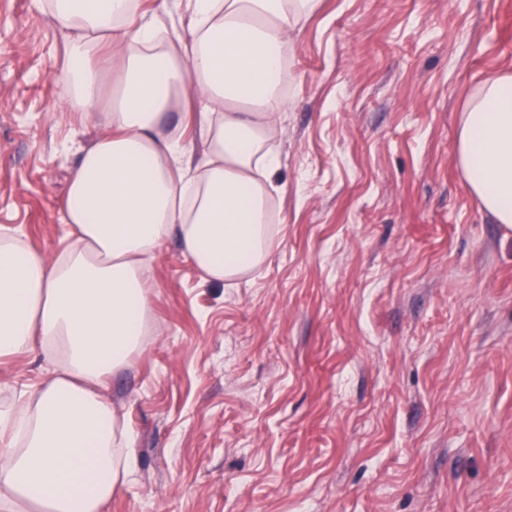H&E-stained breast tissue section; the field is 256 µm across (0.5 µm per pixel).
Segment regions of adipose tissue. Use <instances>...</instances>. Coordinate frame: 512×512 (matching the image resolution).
Returning a JSON list of instances; mask_svg holds the SVG:
<instances>
[{"label": "adipose tissue", "instance_id": "obj_1", "mask_svg": "<svg viewBox=\"0 0 512 512\" xmlns=\"http://www.w3.org/2000/svg\"><path fill=\"white\" fill-rule=\"evenodd\" d=\"M318 0H192L189 35L159 36L132 0H56L70 104L98 102L101 135L83 149L61 211L74 238L48 259L0 237V358L41 352L56 367L21 404L0 408V512H104L132 470L111 401L96 386L141 347L149 313L142 258L169 236L212 282L273 252L267 203L280 153L267 140L287 103L284 61ZM119 59L109 73L100 58ZM203 105L207 149L188 162L170 115ZM456 157L468 191L512 224V73L466 107Z\"/></svg>", "mask_w": 512, "mask_h": 512}]
</instances>
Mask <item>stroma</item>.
<instances>
[{"instance_id": "35a3bbf8", "label": "stroma", "mask_w": 512, "mask_h": 512, "mask_svg": "<svg viewBox=\"0 0 512 512\" xmlns=\"http://www.w3.org/2000/svg\"><path fill=\"white\" fill-rule=\"evenodd\" d=\"M67 63L46 0H0V235L51 260L101 132ZM288 69L274 253L232 288L162 243L104 381L133 457L107 512H512V225L455 153L512 0H320ZM50 370L0 359V402Z\"/></svg>"}]
</instances>
